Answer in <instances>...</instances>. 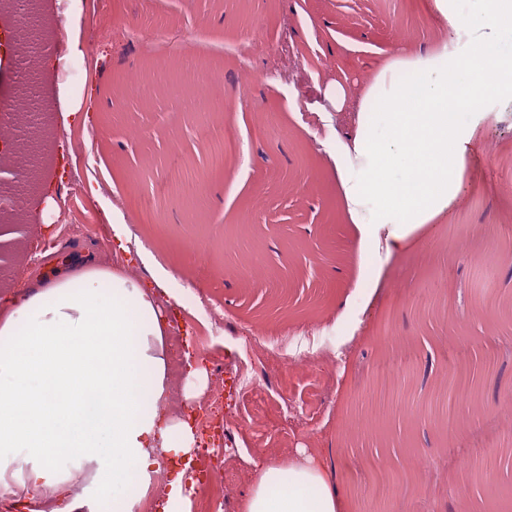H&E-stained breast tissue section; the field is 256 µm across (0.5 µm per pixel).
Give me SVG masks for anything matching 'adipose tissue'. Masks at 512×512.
Segmentation results:
<instances>
[{"label":"adipose tissue","instance_id":"1","mask_svg":"<svg viewBox=\"0 0 512 512\" xmlns=\"http://www.w3.org/2000/svg\"><path fill=\"white\" fill-rule=\"evenodd\" d=\"M469 57L447 50L395 60L360 104L353 151L335 153L366 256L399 248L453 199L465 151L486 121L483 99H512V0H433ZM391 150H384V142ZM388 229L380 238V229ZM167 323L154 288L108 269L69 270L0 295V482L39 512H135L160 453L191 454V427L168 409ZM30 462L13 470L15 451ZM94 466L74 492L57 459ZM245 512H336L312 466H260Z\"/></svg>","mask_w":512,"mask_h":512}]
</instances>
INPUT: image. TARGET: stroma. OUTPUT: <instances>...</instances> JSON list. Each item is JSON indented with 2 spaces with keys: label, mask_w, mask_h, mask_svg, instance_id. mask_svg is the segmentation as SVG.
<instances>
[{
  "label": "stroma",
  "mask_w": 512,
  "mask_h": 512,
  "mask_svg": "<svg viewBox=\"0 0 512 512\" xmlns=\"http://www.w3.org/2000/svg\"><path fill=\"white\" fill-rule=\"evenodd\" d=\"M46 17L56 39L38 64L78 114L54 129L88 152L89 190L68 199L69 157L39 172L0 236V287L69 262L149 287L150 252L173 276L157 301L181 328L166 342L178 419L195 422L215 387L214 425L239 414L228 512L257 463L305 458L337 512H512V101H485L456 197L384 260L367 302L328 153L355 141L386 64L469 54L433 0H50ZM36 241L42 262L21 264ZM246 330L276 353L244 401L230 361ZM327 343L339 365L319 364Z\"/></svg>",
  "instance_id": "stroma-1"
}]
</instances>
